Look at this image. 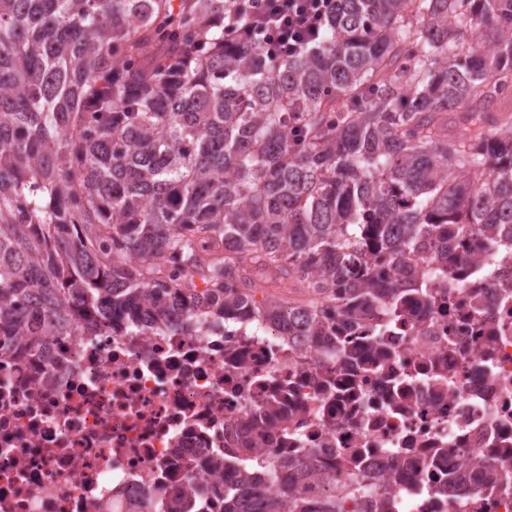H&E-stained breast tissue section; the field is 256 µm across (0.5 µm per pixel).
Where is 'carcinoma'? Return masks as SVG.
<instances>
[{
	"label": "carcinoma",
	"mask_w": 512,
	"mask_h": 512,
	"mask_svg": "<svg viewBox=\"0 0 512 512\" xmlns=\"http://www.w3.org/2000/svg\"><path fill=\"white\" fill-rule=\"evenodd\" d=\"M242 8L0 0L1 347L115 319L308 342L323 318L349 356L361 310L435 303L395 259L512 245V0H335L288 60L224 41ZM235 466L223 512H342L311 454L268 472L278 498Z\"/></svg>",
	"instance_id": "carcinoma-1"
}]
</instances>
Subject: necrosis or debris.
Returning <instances> with one entry per match:
<instances>
[{
  "label": "necrosis or debris",
  "mask_w": 512,
  "mask_h": 512,
  "mask_svg": "<svg viewBox=\"0 0 512 512\" xmlns=\"http://www.w3.org/2000/svg\"><path fill=\"white\" fill-rule=\"evenodd\" d=\"M425 284L434 308L360 313L344 362L235 320L16 341L0 351V512H167L191 480V506L221 512L245 448L262 469L316 451L345 512L373 484L389 512H512L470 470L512 471V253Z\"/></svg>",
  "instance_id": "necrosis-or-debris-1"
}]
</instances>
